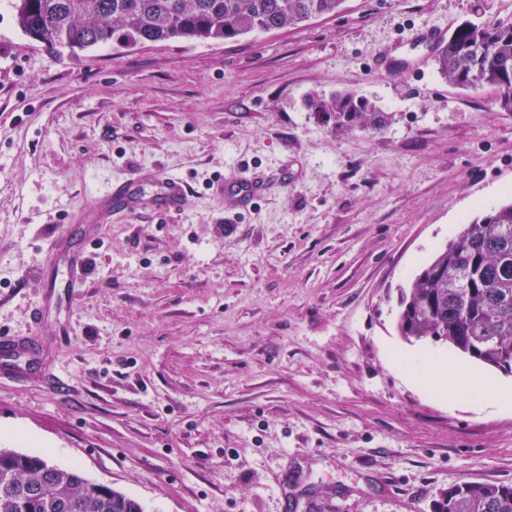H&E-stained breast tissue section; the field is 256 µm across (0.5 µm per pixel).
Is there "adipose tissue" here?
Masks as SVG:
<instances>
[{"instance_id":"1","label":"adipose tissue","mask_w":512,"mask_h":512,"mask_svg":"<svg viewBox=\"0 0 512 512\" xmlns=\"http://www.w3.org/2000/svg\"><path fill=\"white\" fill-rule=\"evenodd\" d=\"M387 355L398 376L425 393L455 404L468 399L479 410L512 409V387L478 375L453 363L444 354L422 350L409 354L388 347Z\"/></svg>"}]
</instances>
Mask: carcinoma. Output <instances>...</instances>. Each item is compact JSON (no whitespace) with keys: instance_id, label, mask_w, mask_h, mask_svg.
Here are the masks:
<instances>
[{"instance_id":"cac0c4a2","label":"carcinoma","mask_w":512,"mask_h":512,"mask_svg":"<svg viewBox=\"0 0 512 512\" xmlns=\"http://www.w3.org/2000/svg\"><path fill=\"white\" fill-rule=\"evenodd\" d=\"M21 33L50 54L116 43H221L331 15L343 0H9ZM434 59L448 84L491 86L512 112V22L459 25ZM336 114V128L376 129L381 110L351 93L309 101ZM399 330L407 340L446 342L460 353L512 374V202L464 225L401 297ZM0 512H144L135 499L60 468L35 452L0 448ZM438 512H512V485L463 482Z\"/></svg>"}]
</instances>
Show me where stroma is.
<instances>
[{
	"instance_id": "obj_1",
	"label": "stroma",
	"mask_w": 512,
	"mask_h": 512,
	"mask_svg": "<svg viewBox=\"0 0 512 512\" xmlns=\"http://www.w3.org/2000/svg\"><path fill=\"white\" fill-rule=\"evenodd\" d=\"M512 22V0H344L224 43L28 40L0 6V447L39 452L144 512H436L512 484V413L405 384L400 298L463 224L512 201V112L439 74L413 33ZM351 91L383 126L307 99ZM182 177L178 214L94 228L67 287L53 237L112 180ZM281 182L247 212L218 185ZM45 310L32 324L33 309Z\"/></svg>"
}]
</instances>
